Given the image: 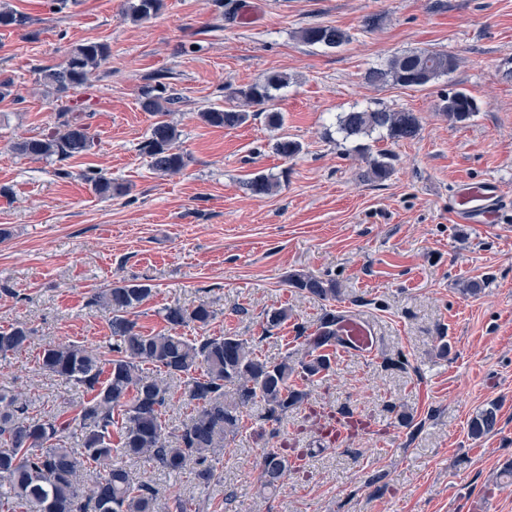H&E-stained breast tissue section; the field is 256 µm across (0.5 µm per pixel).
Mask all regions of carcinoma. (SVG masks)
<instances>
[{
	"mask_svg": "<svg viewBox=\"0 0 512 512\" xmlns=\"http://www.w3.org/2000/svg\"><path fill=\"white\" fill-rule=\"evenodd\" d=\"M162 0H131L124 17L141 23L155 16ZM305 44L336 49L350 42V35L337 27L313 25L298 31ZM109 50L98 42L77 45L61 65L41 70V83L58 92L80 88L108 59ZM450 53L420 49L392 56L382 68H372L365 79L370 84H394L418 89L446 76L456 68ZM288 84V76L270 72L251 84L231 90L225 103L199 113L205 124L234 128L245 123L257 107L273 126L282 122L275 107V92ZM174 95L161 90L147 92L140 101L143 111L155 118L143 145L156 172L166 174L186 165L174 144L180 133L166 119ZM480 107L464 91L449 93L435 104V111L455 123L471 119ZM384 129L394 140L415 136L418 117L407 110L387 108L354 110L339 116V130L345 138H357L375 129ZM91 137L86 126L65 121L39 137L13 142L12 151L25 159L55 157L60 161L88 151ZM276 154L291 158L301 144L282 136L273 144ZM393 156L380 151L370 162L375 180L386 179L393 170ZM92 190L102 198L120 195L124 188L101 172L86 176ZM251 193L268 196L277 182L266 175L247 181ZM288 284L322 299L336 296L331 280L305 274H291ZM147 283L119 280L93 293L89 303L109 315L112 344L102 354L74 344H52L39 357L41 370L70 382L91 395L81 402L72 417L63 413L46 418L29 415V402L19 394L0 391V487L22 512H154L159 491L144 482H134L117 457L144 459L169 473L190 471L194 479L209 484L215 470L213 458L224 451L226 440L240 428L243 413L260 403L264 419L279 421L288 410L305 399L292 387L294 377L310 378L329 370L336 346V317L327 314L315 336L303 337V357L295 361L285 356L276 362L255 355L247 340L239 336H196L172 333L144 334L137 330L138 309L151 296ZM163 319L171 327L195 324L206 327L214 311L206 303L189 310L178 305L163 309ZM31 330L24 324L0 329V356L25 347ZM170 378H189L187 400L194 414L176 440L165 434L162 419L169 401L168 388L147 375L144 366ZM120 412L121 420L115 419ZM496 422L495 409L482 411L470 422V433L481 436ZM118 429L119 447H112V429ZM99 467L90 488H85L87 467ZM289 462L277 448L263 457V487L274 489Z\"/></svg>",
	"mask_w": 512,
	"mask_h": 512,
	"instance_id": "carcinoma-1",
	"label": "carcinoma"
}]
</instances>
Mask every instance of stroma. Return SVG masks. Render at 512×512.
<instances>
[{"label": "stroma", "mask_w": 512, "mask_h": 512, "mask_svg": "<svg viewBox=\"0 0 512 512\" xmlns=\"http://www.w3.org/2000/svg\"><path fill=\"white\" fill-rule=\"evenodd\" d=\"M7 2L23 22L0 28V328L32 334L0 358V388L22 394L36 418L86 400L45 375L39 356L50 343L107 349L109 318L88 299L120 279L153 287L140 331L167 332L164 307L205 302L214 320L179 335L240 336L268 361L300 356L299 333L349 310L374 323L375 356H337L322 377L296 380L306 397L279 423L262 421V405L246 410L209 486L142 459L127 461L132 479L191 512H472L478 501L512 512V477L501 474L512 463V0H162L139 24L123 20L127 0ZM315 24L351 40L301 42ZM87 41L110 49L89 84L46 91L42 68ZM420 48L455 55L456 69L418 91L365 82L370 68ZM267 72L289 77L282 126L262 114L235 128L200 121L226 88ZM161 84L179 96L168 119L186 157L170 174L142 150L153 119L140 100ZM458 90L480 104L464 123L434 110ZM381 107L415 112L416 135L343 140L341 113ZM73 118L93 140L86 153H12L14 140ZM283 135L298 155L273 151ZM382 150L394 170L376 181L368 171ZM92 170L125 193L100 198ZM258 174L278 189L253 196L246 183ZM486 180L501 187V220L456 223L457 187ZM293 273L334 281L335 298L291 287ZM469 281L477 293H463ZM281 308L287 320L264 333L266 312ZM488 408L494 429L472 437ZM336 412L372 427L330 445L318 421ZM270 448L307 455L272 494L260 487Z\"/></svg>", "instance_id": "35a3bbf8"}]
</instances>
